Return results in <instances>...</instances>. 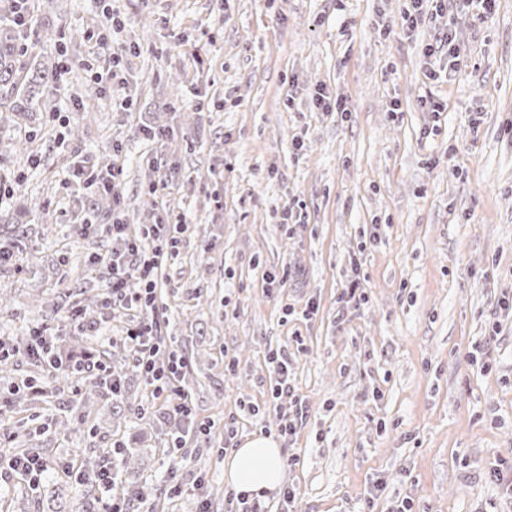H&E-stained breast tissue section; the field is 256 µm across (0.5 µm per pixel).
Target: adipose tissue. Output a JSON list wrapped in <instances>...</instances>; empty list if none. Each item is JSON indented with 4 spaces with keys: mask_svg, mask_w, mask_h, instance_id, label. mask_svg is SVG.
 Returning <instances> with one entry per match:
<instances>
[{
    "mask_svg": "<svg viewBox=\"0 0 512 512\" xmlns=\"http://www.w3.org/2000/svg\"><path fill=\"white\" fill-rule=\"evenodd\" d=\"M227 476L236 488L245 491L276 488L283 477L280 448L268 437L246 440L230 457Z\"/></svg>",
    "mask_w": 512,
    "mask_h": 512,
    "instance_id": "ef3b65f1",
    "label": "adipose tissue"
}]
</instances>
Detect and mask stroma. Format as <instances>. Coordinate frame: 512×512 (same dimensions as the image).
Masks as SVG:
<instances>
[{"label":"stroma","instance_id":"stroma-1","mask_svg":"<svg viewBox=\"0 0 512 512\" xmlns=\"http://www.w3.org/2000/svg\"><path fill=\"white\" fill-rule=\"evenodd\" d=\"M35 4L39 60L68 93L0 129V225L22 241L0 265V343L15 348L46 322L76 357L101 361L108 342L76 336L52 308L62 279L112 248L111 235L90 244L73 230V158L119 163L113 193L130 234L186 222L158 269L157 307L207 428L179 452L181 496L155 497L182 424L134 360L122 392L143 419L112 430V398L63 416L76 387L60 371L43 411L53 425L38 434L18 406L32 368L14 357L0 430L30 436L55 466L47 484L60 485L64 462L95 473L118 442L148 487L130 512H198L203 500L236 512L224 470L233 420L237 442L264 434L281 448L292 512H390L402 499L414 512H512L488 475L512 460V0L487 17L425 15L408 38L394 29L403 0ZM106 10L125 25L115 44L89 39ZM448 28L464 64L435 80L421 48ZM116 50L124 75L97 88ZM321 90L342 109H317ZM428 95L444 112L422 111ZM144 124L163 137L143 139ZM353 284L358 306L341 299ZM282 349L294 394L276 402L269 355ZM301 406L295 435H279Z\"/></svg>","mask_w":512,"mask_h":512}]
</instances>
